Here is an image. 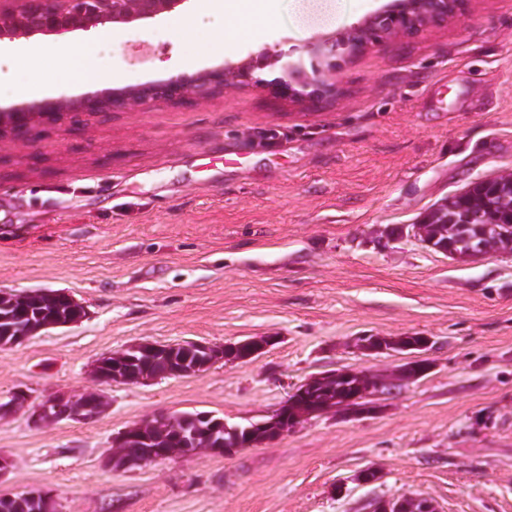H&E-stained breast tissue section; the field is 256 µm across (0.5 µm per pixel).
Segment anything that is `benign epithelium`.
Listing matches in <instances>:
<instances>
[{
	"label": "benign epithelium",
	"mask_w": 512,
	"mask_h": 512,
	"mask_svg": "<svg viewBox=\"0 0 512 512\" xmlns=\"http://www.w3.org/2000/svg\"><path fill=\"white\" fill-rule=\"evenodd\" d=\"M185 0H23L17 10H5L0 7V37L27 35L33 33L52 34L66 30H92L108 23L131 22L141 18L155 17L171 12ZM434 7L423 21V26L439 24L453 17L460 18L463 0H455L456 8L441 11L436 4L439 0H430ZM389 15L384 10L375 17L353 26L339 34L332 42L317 41L309 46L313 57L311 71L300 65L288 62L280 54L261 52L249 61L236 67H222L200 78L176 76L160 85L137 87L114 91L107 95L88 96L73 106L76 112H106L134 109L150 99L179 101L186 97L205 100L210 97L204 82H220L219 90H233L242 85L263 87L272 96L297 103H318L336 93L338 58L344 55H356L363 51L367 42L347 41V36L367 30L374 23ZM279 66V75L271 80L256 75V71L267 67ZM67 101L63 98L47 99L29 103L8 112L0 111V142L12 140L25 132V125L40 119H59L64 115ZM448 235L462 238L468 248L458 252L450 246L442 253L457 260H477L487 254L485 235L479 227L466 219L451 216L445 218ZM44 294L65 303L73 310L66 324L82 322L88 315L87 306L78 301L66 290H46ZM57 324L46 323L34 329L32 324L17 323L8 326L5 335L0 336V346L12 347L28 341L41 330L55 328ZM271 338L249 339L241 341L228 349L192 342L183 346L185 355L172 360V364L162 372H155L152 365L161 357L171 353V347L149 342H140L128 346L119 353L110 355V360H98L93 374L101 383L139 382L146 383L161 377L195 375L218 360L245 361L262 354ZM356 375L364 381L361 390L347 399L341 407L347 411H364L370 408V400L377 395L367 383L368 376L360 371L344 369L312 376L301 382L292 391L296 395L307 388H312L326 378L338 375ZM30 395L24 390L14 392L10 399L0 402V417L24 407ZM102 395L97 391H88L77 398L64 394L43 399L35 407L31 419L36 424L55 423L62 420L89 421L96 418L103 410ZM281 414L268 421L253 422L249 426L229 424L212 413H200L196 416L160 415L154 420H147L132 425L121 432L113 447L118 452L112 455L111 463L122 462V467L143 465L174 453L190 454L194 448H204L214 454L230 455L240 448L255 447L270 442L283 433L295 428L302 421L326 412L322 405L303 406L288 414V404H283Z\"/></svg>",
	"instance_id": "benign-epithelium-1"
}]
</instances>
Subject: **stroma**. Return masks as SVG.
Masks as SVG:
<instances>
[{"label": "stroma", "mask_w": 512, "mask_h": 512, "mask_svg": "<svg viewBox=\"0 0 512 512\" xmlns=\"http://www.w3.org/2000/svg\"><path fill=\"white\" fill-rule=\"evenodd\" d=\"M396 0H256L257 39L174 31L172 13L112 25L98 85L78 101L196 76L259 52L308 60ZM316 107L254 85L199 101L151 100L32 124L0 144V290H68L81 323L0 348V400L97 388L99 358L148 341L222 346L273 337L248 362L102 387L95 419L0 417V494L50 491L57 512H370L425 497L439 512H512V254L462 262L412 227L448 196L512 170V0H465L461 18L345 59ZM431 337L424 378L372 412L332 410L234 454L175 455L114 471L112 439L156 415L273 414L308 377L355 368L389 379L405 352L362 336ZM373 468L377 482L358 481Z\"/></svg>", "instance_id": "obj_1"}]
</instances>
